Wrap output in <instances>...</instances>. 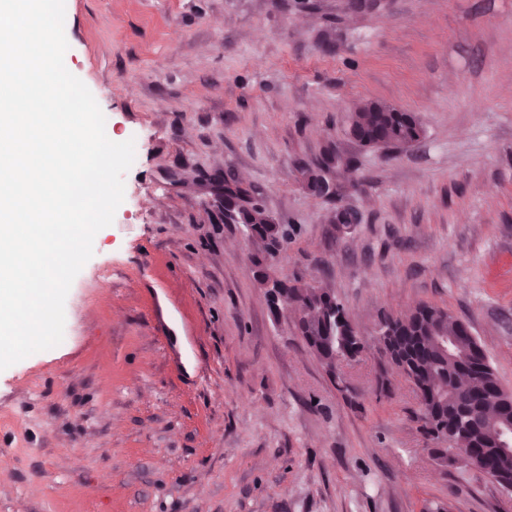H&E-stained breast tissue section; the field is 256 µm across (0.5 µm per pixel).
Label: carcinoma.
I'll return each mask as SVG.
<instances>
[{
	"mask_svg": "<svg viewBox=\"0 0 512 512\" xmlns=\"http://www.w3.org/2000/svg\"><path fill=\"white\" fill-rule=\"evenodd\" d=\"M426 131L411 112H375L370 108L356 113L348 128L350 139L369 148H406L421 142ZM354 166L352 159L340 154L325 155L322 163L301 162L298 171L314 194L332 199L336 190L322 175V168L333 165ZM225 218L244 228L248 241L256 250V281L264 288L277 273L279 261L270 253L273 243L282 245L287 254L295 234L279 224L263 205L261 192L243 188L232 178L224 179ZM288 301L300 314V332L316 356L326 361L348 360L365 347L352 323L334 314L344 302L323 288L298 287L290 280L283 282ZM381 323L385 334L376 339L383 363L402 370L421 394L417 420L427 436H432V421L441 419L455 403L456 394L464 389L486 396L488 426L474 437L478 448L466 465L479 471L490 468L498 476L512 482V452L500 451L491 432L495 428H512V394L505 392L481 345L473 336L465 335L468 324L453 317L447 309L421 305L402 317L385 316ZM437 336H456L448 354L439 353L434 345Z\"/></svg>",
	"mask_w": 512,
	"mask_h": 512,
	"instance_id": "1",
	"label": "carcinoma"
}]
</instances>
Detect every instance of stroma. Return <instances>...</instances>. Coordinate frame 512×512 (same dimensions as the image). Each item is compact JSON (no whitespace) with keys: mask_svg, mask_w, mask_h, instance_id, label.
I'll return each instance as SVG.
<instances>
[{"mask_svg":"<svg viewBox=\"0 0 512 512\" xmlns=\"http://www.w3.org/2000/svg\"><path fill=\"white\" fill-rule=\"evenodd\" d=\"M64 31L135 158L62 342L0 371V512H512L434 459L372 343L383 316L438 305L512 393V0H66ZM376 101L425 139L352 141ZM329 150L356 168L327 200L297 165ZM228 176L297 229L280 272L367 339L343 388L272 317ZM339 206L360 223L337 229Z\"/></svg>","mask_w":512,"mask_h":512,"instance_id":"stroma-1","label":"stroma"}]
</instances>
